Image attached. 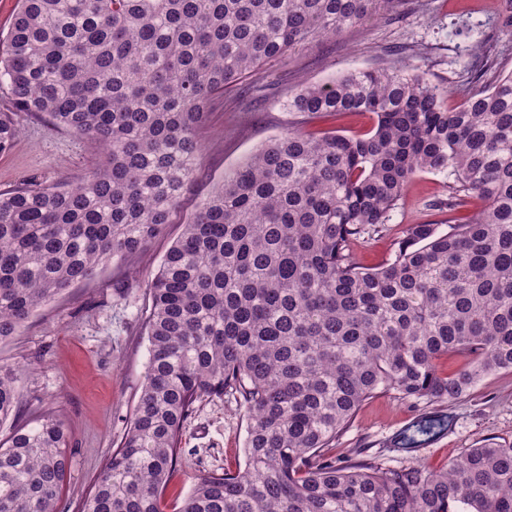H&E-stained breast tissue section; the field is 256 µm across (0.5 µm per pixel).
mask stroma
<instances>
[{"label":"stroma","instance_id":"1","mask_svg":"<svg viewBox=\"0 0 512 512\" xmlns=\"http://www.w3.org/2000/svg\"><path fill=\"white\" fill-rule=\"evenodd\" d=\"M504 0H403L362 28L311 41L263 72V87L244 82L213 101L198 137V177L181 198L171 222L146 248L123 263L108 262L95 279L66 289L30 317L10 341L0 344V364L25 369L15 419L0 425V442L14 426L54 412L63 421L71 466L60 493L59 512H81L96 475L126 432L149 360L146 285L181 234L196 205L218 188L225 172L287 129L335 128L353 135L373 124L369 114L308 121L286 111L284 101L302 85L384 65L409 66L439 85L464 83L475 68L477 43L496 45L495 67L512 71V35L499 27ZM20 133L0 154V189L25 182L80 180L101 161L98 144L20 115ZM450 180L422 173L408 187L378 232L357 243L363 267L377 268L394 255L406 225L435 224L447 231ZM448 418L444 435L408 449L402 433L434 416ZM249 419L227 395L197 404L182 428L175 472L164 491L166 512H178L199 471L244 469ZM512 445V371L482 378L450 403L404 399L382 392L368 399L336 439L333 455L345 464L355 449L382 467L420 464L432 470L486 443Z\"/></svg>","mask_w":512,"mask_h":512}]
</instances>
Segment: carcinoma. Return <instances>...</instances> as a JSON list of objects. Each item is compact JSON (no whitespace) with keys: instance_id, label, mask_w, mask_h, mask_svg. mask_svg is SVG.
I'll return each mask as SVG.
<instances>
[{"instance_id":"cac0c4a2","label":"carcinoma","mask_w":512,"mask_h":512,"mask_svg":"<svg viewBox=\"0 0 512 512\" xmlns=\"http://www.w3.org/2000/svg\"><path fill=\"white\" fill-rule=\"evenodd\" d=\"M398 4L19 0L0 39V153L25 112L92 138L103 161L78 183L0 190V342L171 223L224 88ZM489 70L462 89L373 68L288 97L284 108L306 119L366 112L375 124L351 136L290 129L197 205L147 285L140 394L82 512H165L184 421L226 394L250 420L246 467L198 472L179 512H512V446L471 448L439 472L326 455L377 393L451 402L512 370V71L480 84ZM420 173L452 178L450 231L409 224L393 259L362 268L355 243ZM452 352L470 362L445 375ZM18 387L1 365L0 424ZM66 444L53 412L13 430L0 446V512H58Z\"/></svg>"}]
</instances>
